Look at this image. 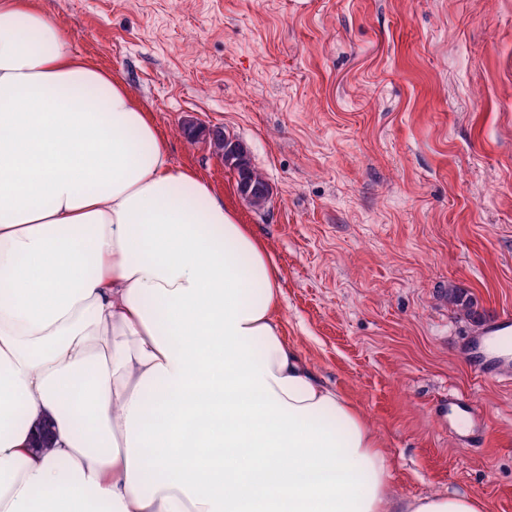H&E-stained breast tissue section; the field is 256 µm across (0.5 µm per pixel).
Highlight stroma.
I'll return each mask as SVG.
<instances>
[{
	"label": "stroma",
	"mask_w": 512,
	"mask_h": 512,
	"mask_svg": "<svg viewBox=\"0 0 512 512\" xmlns=\"http://www.w3.org/2000/svg\"><path fill=\"white\" fill-rule=\"evenodd\" d=\"M32 2L263 240L288 340L365 417L393 492L512 512V374L476 375L479 326L441 298L512 313V0ZM190 120L248 149L263 209ZM452 393L483 409L482 447L438 420Z\"/></svg>",
	"instance_id": "35a3bbf8"
}]
</instances>
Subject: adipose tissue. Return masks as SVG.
Returning <instances> with one entry per match:
<instances>
[{"instance_id":"ef3b65f1","label":"adipose tissue","mask_w":512,"mask_h":512,"mask_svg":"<svg viewBox=\"0 0 512 512\" xmlns=\"http://www.w3.org/2000/svg\"><path fill=\"white\" fill-rule=\"evenodd\" d=\"M280 293L128 88L0 0V512H488L392 495Z\"/></svg>"}]
</instances>
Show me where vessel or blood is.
<instances>
[{"label": "vessel or blood", "mask_w": 512, "mask_h": 512, "mask_svg": "<svg viewBox=\"0 0 512 512\" xmlns=\"http://www.w3.org/2000/svg\"><path fill=\"white\" fill-rule=\"evenodd\" d=\"M461 348L477 375H502L508 363L512 362V316H503L480 333L465 337ZM460 417L467 420L468 427L456 433L455 440L459 447L465 448L484 436L486 416L469 398L449 395L448 418L453 421Z\"/></svg>", "instance_id": "vessel-or-blood-1"}]
</instances>
